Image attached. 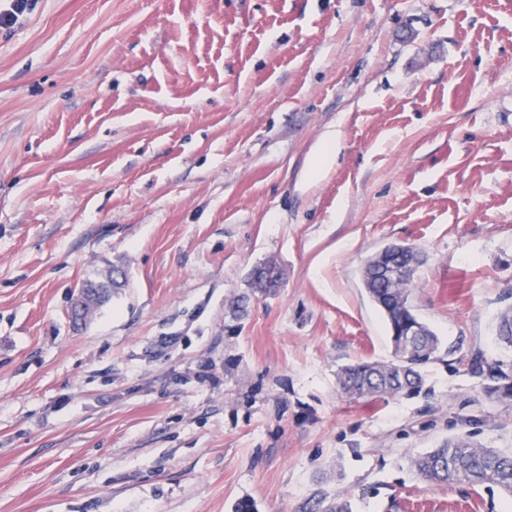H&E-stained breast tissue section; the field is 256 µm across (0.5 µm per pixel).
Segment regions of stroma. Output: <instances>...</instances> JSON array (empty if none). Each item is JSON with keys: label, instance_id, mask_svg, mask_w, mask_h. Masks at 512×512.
I'll return each mask as SVG.
<instances>
[{"label": "stroma", "instance_id": "35a3bbf8", "mask_svg": "<svg viewBox=\"0 0 512 512\" xmlns=\"http://www.w3.org/2000/svg\"><path fill=\"white\" fill-rule=\"evenodd\" d=\"M390 244L442 351L353 399L341 366L393 357L361 281ZM509 307L512 0H38L0 31V512H512L412 466L512 452L466 364H512ZM337 143L334 135L327 136L320 144L310 165L308 180L310 183L321 179L336 157ZM281 281V272L276 265L267 264L258 269L253 274L252 288L255 293H270L274 288H278ZM303 512H352V508L347 499H331L326 494H320L303 506Z\"/></svg>", "mask_w": 512, "mask_h": 512}]
</instances>
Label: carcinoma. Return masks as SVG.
I'll list each match as a JSON object with an SVG mask.
<instances>
[{"instance_id": "cac0c4a2", "label": "carcinoma", "mask_w": 512, "mask_h": 512, "mask_svg": "<svg viewBox=\"0 0 512 512\" xmlns=\"http://www.w3.org/2000/svg\"><path fill=\"white\" fill-rule=\"evenodd\" d=\"M281 272L273 264L264 265L253 274L254 292L266 294L278 287ZM413 278L400 283L397 288H377L369 281L368 271H363V284L370 298L384 312L391 328H400L406 322L417 324V335L391 337L394 359L389 362H357L338 372L341 391L350 398L396 396L422 388L423 368L438 359L441 341L436 333L413 312L409 303L410 284ZM125 285L114 279L103 282V277L85 279L80 289L95 292L104 289L102 303L112 297V291ZM497 335L505 344L512 346V309L499 317ZM473 372L484 375L490 381L487 395L500 400H512V367L496 363L483 366L479 357L471 359ZM413 466L419 476L430 483L455 484L465 481L472 486L493 484L502 493L512 496V455L503 454L467 436L450 438L438 447L418 456ZM303 512H352L349 500L329 498L320 494L303 506Z\"/></svg>"}]
</instances>
